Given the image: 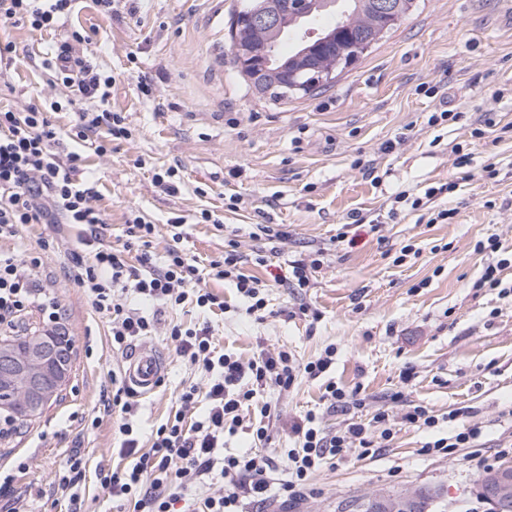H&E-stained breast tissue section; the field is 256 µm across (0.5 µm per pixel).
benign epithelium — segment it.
Segmentation results:
<instances>
[{
  "label": "benign epithelium",
  "instance_id": "obj_1",
  "mask_svg": "<svg viewBox=\"0 0 512 512\" xmlns=\"http://www.w3.org/2000/svg\"><path fill=\"white\" fill-rule=\"evenodd\" d=\"M335 6L333 0H248L247 7L236 17L235 28L268 29L284 34L288 20L296 21L316 11ZM407 0H373L372 8L377 23L367 39L346 45L336 27L328 26L313 31L304 30L297 41V61L269 52L267 47H256L234 36L231 50L239 70L258 90L266 87L270 75L283 78L281 86L289 92H306L315 85L333 81L340 67L349 66L366 53L382 36L407 13ZM336 46V61L326 66L318 57L326 46ZM68 339L61 326H51L18 343L0 339V407L19 399V407L28 419L38 417L69 380V369L63 363L59 341ZM483 483L496 512H512V465L483 478Z\"/></svg>",
  "mask_w": 512,
  "mask_h": 512
}]
</instances>
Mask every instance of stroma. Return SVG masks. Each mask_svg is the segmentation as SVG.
<instances>
[{"label": "stroma", "instance_id": "stroma-1", "mask_svg": "<svg viewBox=\"0 0 512 512\" xmlns=\"http://www.w3.org/2000/svg\"><path fill=\"white\" fill-rule=\"evenodd\" d=\"M244 0H121L112 20L92 0H73L55 33L25 27L0 29L16 53L0 74V108L51 103L62 90L42 62L70 30L92 35L101 68L116 77L110 103L130 126L131 141L113 145L86 165L107 216L103 242H123L130 214L156 226L155 260L170 242L168 220L186 222L181 247L206 260L221 259L226 239L257 252L246 275L265 286L268 312L246 313L235 288L205 278L224 297L222 313L186 303L167 310L163 323H209L218 349L241 360L283 348L299 363L336 349L326 379L358 390L363 403L348 412L327 410L321 382L298 377L291 390L270 388L262 401L277 417L263 454L280 457L294 447V423L315 413L324 431L354 421L371 424L378 410L401 415L421 405L439 424L430 432L400 423L376 455L351 450L318 471L319 492L290 505L274 498L246 512H338L343 501L378 491L419 487L438 491L444 512L479 504L484 470L468 449L449 458L420 450L448 434L447 415L483 428L482 457L512 464V295L476 288L495 255L478 242L512 249V0H415L412 9L368 52L321 90L275 99L256 90L233 62L230 21ZM152 87L144 96L142 83ZM463 112L459 122L429 124L442 108ZM481 135H473V126ZM393 141V152H381ZM470 163H457L461 155ZM494 178H482L487 164ZM372 175H365L364 167ZM174 169L177 193L157 187L155 174ZM454 183L452 193L428 206L389 217L391 197ZM452 216L431 223L433 212ZM209 211L211 222L200 220ZM256 224L284 225L277 245L251 238ZM82 224H29L23 247L40 256L31 269L35 288L52 292L60 325L74 341L75 362L62 397L22 431L0 440V474L39 489L58 476L69 456L86 462L80 512H134L113 503L98 472L124 467L119 414L105 410L127 353L113 349L110 323L94 313L68 275L82 252ZM415 252L401 256L406 245ZM316 260L310 288L282 286L294 260ZM310 307L302 314L300 305ZM164 359V383L137 395L130 421L140 444L178 406L184 386H205V376L180 358L164 335L146 337ZM481 457V458H482ZM27 460L26 474L15 465Z\"/></svg>", "mask_w": 512, "mask_h": 512}]
</instances>
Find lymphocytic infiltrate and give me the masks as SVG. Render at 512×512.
Segmentation results:
<instances>
[{"mask_svg":"<svg viewBox=\"0 0 512 512\" xmlns=\"http://www.w3.org/2000/svg\"><path fill=\"white\" fill-rule=\"evenodd\" d=\"M72 2L0 0V27L54 31L70 13ZM71 40L48 64L74 108L76 120L68 131H61L49 118L59 108L55 101L47 106L31 103L19 111L0 110V240L15 239L23 225L43 224L56 216L67 224L86 225L89 235L83 244L91 248L92 255L74 254L69 274L84 288L94 311L110 320L112 343L122 350L158 331L157 314L144 312V305L173 308L191 301L203 310H224L223 297L201 285L207 274L232 282L248 300V314L263 313L266 303L261 288L242 271L249 255L234 246L225 250L222 259L201 264L180 247L182 218L170 222L171 242L162 267H155L150 252L155 226L143 217L127 220L122 244L100 246V229L107 219L94 204L93 184L76 178L84 158L75 145L92 141L96 153L102 155L113 142L131 140L132 130L124 115L110 105L114 76L101 70L92 54L71 52L72 47L91 45V36L76 29ZM37 264V258L0 251V326L13 325L35 305L48 320L59 319L58 304L36 296L27 270ZM166 334L177 355L204 370L208 382L202 389L192 385L182 390L179 408L153 432L148 452L139 451L132 425H121V453L135 456L136 461L124 469L100 470V484L113 500L134 501L138 512H172L174 504L218 466L224 475L223 493L199 496L193 512H245L246 501H265L273 487L288 501L316 495L312 477L327 461L344 458L349 450L376 453L365 424L350 422L327 433L310 413L295 429L296 447L285 452L287 477L280 483L272 481V457L250 450L220 456L226 427L238 424L247 407L256 413L251 425L254 441L267 443L272 407L261 401V393L271 385L290 390L301 375L319 378L331 366L336 350L326 348L301 366L284 349L264 350L244 362L217 350L210 324L185 328L171 323ZM199 404L204 407L202 414L187 421V411ZM448 419L455 424L456 413H449ZM481 436L479 425L455 424L448 436L426 442L421 453L448 457L457 449L477 447Z\"/></svg>","mask_w":512,"mask_h":512,"instance_id":"lymphocytic-infiltrate-1","label":"lymphocytic infiltrate"}]
</instances>
